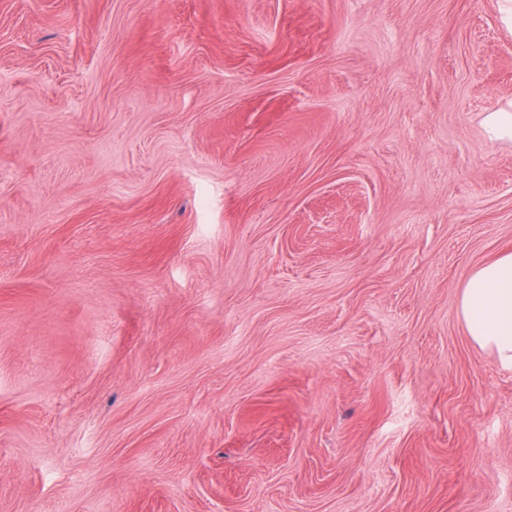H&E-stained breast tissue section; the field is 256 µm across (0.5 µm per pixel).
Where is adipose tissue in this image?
I'll return each mask as SVG.
<instances>
[{
  "instance_id": "ef3b65f1",
  "label": "adipose tissue",
  "mask_w": 512,
  "mask_h": 512,
  "mask_svg": "<svg viewBox=\"0 0 512 512\" xmlns=\"http://www.w3.org/2000/svg\"><path fill=\"white\" fill-rule=\"evenodd\" d=\"M460 314L468 336L512 367V251L475 266L462 288Z\"/></svg>"
}]
</instances>
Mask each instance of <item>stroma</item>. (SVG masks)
<instances>
[{
  "label": "stroma",
  "mask_w": 512,
  "mask_h": 512,
  "mask_svg": "<svg viewBox=\"0 0 512 512\" xmlns=\"http://www.w3.org/2000/svg\"><path fill=\"white\" fill-rule=\"evenodd\" d=\"M500 0H0V512H512ZM485 133L490 139L512 140V103L511 110L501 109L487 113L482 121ZM460 314L468 336L512 367V251L475 266L462 288Z\"/></svg>",
  "instance_id": "obj_1"
}]
</instances>
